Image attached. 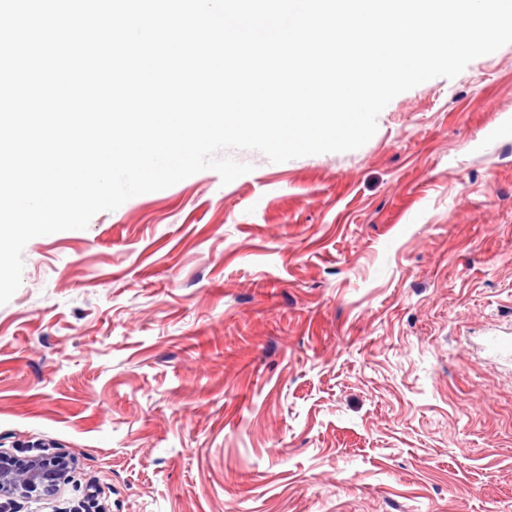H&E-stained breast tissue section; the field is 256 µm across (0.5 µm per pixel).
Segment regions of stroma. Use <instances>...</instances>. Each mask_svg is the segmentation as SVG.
<instances>
[{"instance_id": "obj_1", "label": "stroma", "mask_w": 512, "mask_h": 512, "mask_svg": "<svg viewBox=\"0 0 512 512\" xmlns=\"http://www.w3.org/2000/svg\"><path fill=\"white\" fill-rule=\"evenodd\" d=\"M512 43L361 148L211 169L24 248L0 448L74 459L15 512H512Z\"/></svg>"}]
</instances>
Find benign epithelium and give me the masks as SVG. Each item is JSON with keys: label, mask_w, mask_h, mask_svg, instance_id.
I'll return each mask as SVG.
<instances>
[{"label": "benign epithelium", "mask_w": 512, "mask_h": 512, "mask_svg": "<svg viewBox=\"0 0 512 512\" xmlns=\"http://www.w3.org/2000/svg\"><path fill=\"white\" fill-rule=\"evenodd\" d=\"M63 472V454L17 456L0 449V512H11L17 499L53 496Z\"/></svg>", "instance_id": "obj_1"}]
</instances>
